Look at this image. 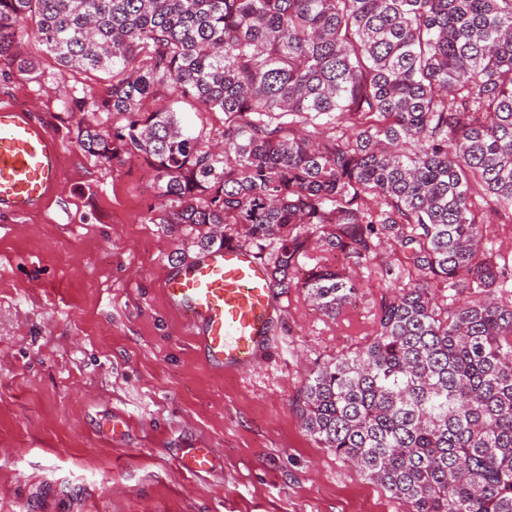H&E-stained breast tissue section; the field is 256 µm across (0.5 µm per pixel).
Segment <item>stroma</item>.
<instances>
[{
    "label": "stroma",
    "mask_w": 512,
    "mask_h": 512,
    "mask_svg": "<svg viewBox=\"0 0 512 512\" xmlns=\"http://www.w3.org/2000/svg\"><path fill=\"white\" fill-rule=\"evenodd\" d=\"M35 69H0V104L31 111L62 141L61 179L40 212L0 214V512H406L322 448L294 407L314 362L348 351L373 327L387 282L371 276L335 320L302 290L280 296L254 365L213 372L160 281L202 251L183 227L156 223L167 198L148 163H105L76 144L71 98L104 94L108 74L69 70L33 28ZM173 109L217 144L224 115L168 87L142 103ZM212 448L209 470L179 466Z\"/></svg>",
    "instance_id": "35a3bbf8"
}]
</instances>
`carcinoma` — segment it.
<instances>
[{"label": "carcinoma", "mask_w": 512, "mask_h": 512, "mask_svg": "<svg viewBox=\"0 0 512 512\" xmlns=\"http://www.w3.org/2000/svg\"><path fill=\"white\" fill-rule=\"evenodd\" d=\"M29 20L61 66L111 74L65 111L121 116L77 144L149 163L159 223L275 244L273 286L333 319L396 255L372 334L306 375L302 425L408 512H512V0H0L1 64L33 70ZM159 86L224 114L221 151L141 111Z\"/></svg>", "instance_id": "cac0c4a2"}]
</instances>
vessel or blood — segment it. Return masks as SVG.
Here are the masks:
<instances>
[{
    "label": "vessel or blood",
    "mask_w": 512,
    "mask_h": 512,
    "mask_svg": "<svg viewBox=\"0 0 512 512\" xmlns=\"http://www.w3.org/2000/svg\"><path fill=\"white\" fill-rule=\"evenodd\" d=\"M62 145L30 112L0 105V212L25 217L41 211L61 175ZM168 304L191 326L196 348L214 370L253 362L269 334L276 302L265 264L234 242L166 275L160 284ZM209 448H193L181 469H207Z\"/></svg>",
    "instance_id": "b4317fda"
}]
</instances>
